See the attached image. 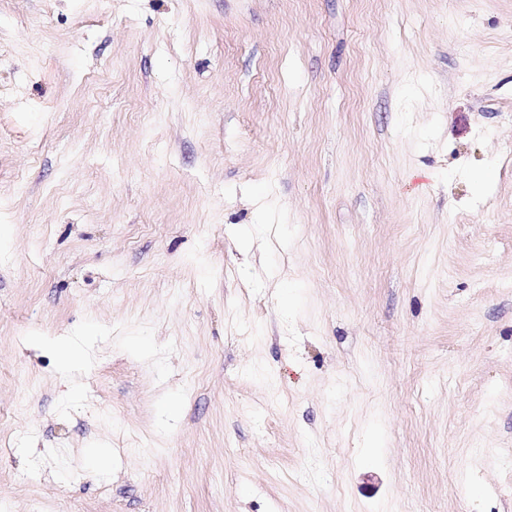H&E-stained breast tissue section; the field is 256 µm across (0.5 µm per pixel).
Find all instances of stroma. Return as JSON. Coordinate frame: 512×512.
<instances>
[{"label": "stroma", "mask_w": 512, "mask_h": 512, "mask_svg": "<svg viewBox=\"0 0 512 512\" xmlns=\"http://www.w3.org/2000/svg\"><path fill=\"white\" fill-rule=\"evenodd\" d=\"M0 512H512V0H0ZM32 341L33 342L31 344L33 346L51 345L54 347L61 357V363L64 370H67L78 358L77 350L70 340H57L55 342H51L41 336H33Z\"/></svg>", "instance_id": "stroma-1"}]
</instances>
